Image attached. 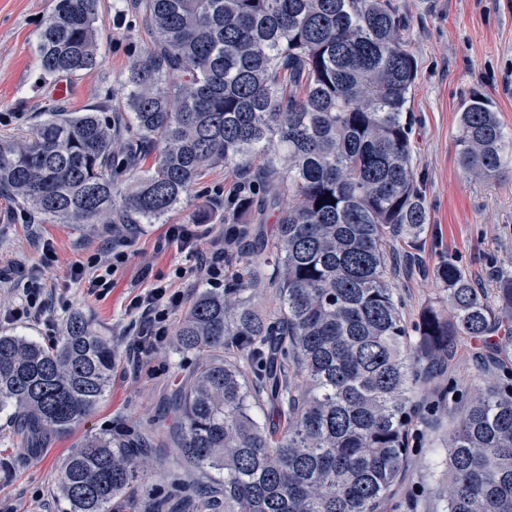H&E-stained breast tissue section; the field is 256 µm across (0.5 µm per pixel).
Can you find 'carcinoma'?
<instances>
[{
  "label": "carcinoma",
  "mask_w": 512,
  "mask_h": 512,
  "mask_svg": "<svg viewBox=\"0 0 512 512\" xmlns=\"http://www.w3.org/2000/svg\"><path fill=\"white\" fill-rule=\"evenodd\" d=\"M40 33L42 79L98 65L99 0H54ZM151 39L126 96L58 104L28 136L0 138V196L42 224H155L213 167L244 174L224 223L262 198L293 202L277 234L241 253L224 293L204 292L176 349L198 363L169 399L176 463L217 475L190 512H389L416 451L427 387L457 340L503 368L442 439L444 512H512V275L488 302L452 259L444 305L409 326L390 242L420 236L408 103L417 65L392 0H139ZM456 159L470 177L512 174V138L492 102L461 109ZM153 157L144 166L147 157ZM276 289L263 314L254 297ZM112 342L81 314L61 342L0 335V408L28 444L89 416L112 379ZM303 376L308 389L292 384ZM266 397L276 431L254 413ZM150 448L84 440L58 477L71 512H110L142 479Z\"/></svg>",
  "instance_id": "1"
}]
</instances>
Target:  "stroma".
Returning a JSON list of instances; mask_svg holds the SVG:
<instances>
[{
	"mask_svg": "<svg viewBox=\"0 0 512 512\" xmlns=\"http://www.w3.org/2000/svg\"><path fill=\"white\" fill-rule=\"evenodd\" d=\"M405 24L404 37L417 62L418 77L409 102L410 139L414 147L417 185L430 215L426 231L415 240L397 237L392 253L398 260L394 284L408 323L424 308L440 303L442 290L434 269L453 259L486 289L499 276L512 273V175L496 180L468 178L457 165L454 136L462 104L472 95L490 99L506 132L512 133V0H393ZM53 0H0V135H27L56 101L54 86L41 83L37 47L42 16ZM98 65L69 79V110L82 112L105 92L126 93L124 78L131 62L146 48L147 32L137 10L120 0H100ZM239 180L235 168L217 166L193 188L187 205L154 224H129L132 238L125 264L107 294L88 292L75 281L72 268L87 263L112 241L103 224H37L29 222L9 198L0 197V310L18 305L22 290L18 268L37 266L43 245L56 254L42 269L54 296L67 301L51 324L0 322V333H19L43 344L60 340L68 319L89 317L111 339L115 350L112 381L91 416L61 434H50L29 448L14 433L13 408L0 410V500L44 503L47 512H67L58 494V475L70 450L90 436L116 433L151 439L155 452L135 497L141 512L160 499L193 493L175 464V451L161 436L169 423L167 401L198 363L196 355L166 344L133 369L122 335L132 329L131 298L157 283L172 289L205 287L190 272L192 256L170 248L157 250L169 225L188 223L199 211L206 223L224 221L218 191ZM481 362L473 341L458 340L440 386L447 392V412L437 426L424 429L410 463V477L394 497V512H443L437 493L443 469L439 437L456 420L479 386Z\"/></svg>",
	"mask_w": 512,
	"mask_h": 512,
	"instance_id": "35a3bbf8",
	"label": "stroma"
}]
</instances>
